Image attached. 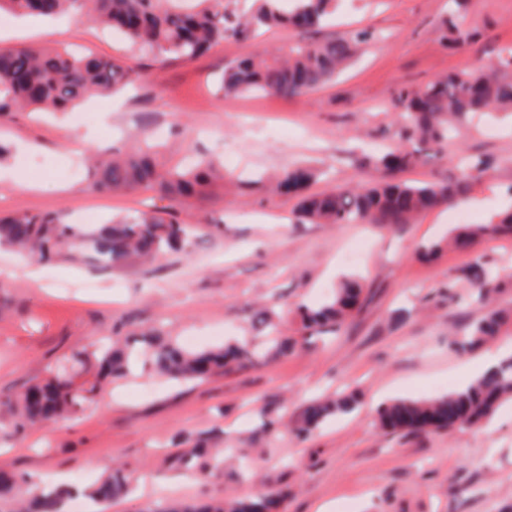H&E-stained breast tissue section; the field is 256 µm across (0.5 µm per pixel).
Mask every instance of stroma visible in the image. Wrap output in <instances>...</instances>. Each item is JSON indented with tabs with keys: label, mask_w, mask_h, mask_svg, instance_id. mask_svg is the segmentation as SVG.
<instances>
[{
	"label": "stroma",
	"mask_w": 512,
	"mask_h": 512,
	"mask_svg": "<svg viewBox=\"0 0 512 512\" xmlns=\"http://www.w3.org/2000/svg\"><path fill=\"white\" fill-rule=\"evenodd\" d=\"M466 3L461 9L454 0H339L335 20L319 37L347 38L369 27L377 38L345 73L305 96H226L216 85L225 65L246 50L287 51L297 39L287 27L247 45L224 41L190 62L160 60L84 19L37 24L25 18L0 28V50L75 48L120 59L138 73L126 90L85 102L102 115L90 131L98 150L127 149L147 131L163 139L156 156L162 168L190 156L219 161L227 150L237 157L233 182L213 184L173 208L175 218L201 227L191 253L109 269L65 252L38 264L0 248V396L46 378L119 322L128 332L159 327L176 340L191 332L243 339L255 332L254 307L271 304L295 336L297 305L322 300L344 275L362 276L366 294L340 332L313 337L262 368L191 385L136 371L107 384L69 419L22 435L0 433V470L89 486L121 465L136 490L107 512H163L175 501L240 497L269 486L287 490L286 512H337L343 502L354 512H512V405L486 431L403 438L376 426L383 401L441 395L472 378L468 355L449 351L448 337L482 311L448 304L438 290L478 253L512 270V238L486 240L474 253L446 249L428 258L425 249L449 227L448 208L397 231L297 224V198L272 194L265 183L293 165L320 170L315 193L370 178L361 151L397 141L390 102L400 90L511 54L512 0ZM445 18L473 33L470 44L442 45ZM71 126L70 117L29 111L0 117L1 139L46 161L32 171L0 163V215L52 212L75 224L93 209L102 223L163 207L146 189L93 192L86 169L75 168L71 153L58 147ZM461 157L494 161L458 204L470 223H487L512 202V124L460 126L443 159L407 176L446 177ZM258 171L264 181L255 180ZM357 237L369 249L352 263L342 252ZM339 390L356 393L357 411L297 440L293 429L307 401ZM263 408L281 420L275 436L257 433ZM188 432L219 448L247 441L256 479L238 476L230 465L223 478L209 480L170 469L173 439Z\"/></svg>",
	"instance_id": "1"
}]
</instances>
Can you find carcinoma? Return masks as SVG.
Wrapping results in <instances>:
<instances>
[{"mask_svg": "<svg viewBox=\"0 0 512 512\" xmlns=\"http://www.w3.org/2000/svg\"><path fill=\"white\" fill-rule=\"evenodd\" d=\"M179 0H0V16L54 17L73 6L93 22L119 32L132 45L161 58L191 61L227 39L245 43L261 29L288 25L303 33L320 28L336 13L338 0H256L248 13L227 10L224 0H194V12L185 17ZM443 40L456 48L471 41V34L456 24L443 21ZM375 33L361 29L348 39L298 42L285 55L247 52L224 69L221 90L226 96L250 92L307 95L331 81L357 56L361 45ZM134 74L115 59L65 50L0 51V115L14 110H65L101 93L118 92L132 83ZM402 120L399 143L389 144L375 154L362 157L361 166L380 170L382 183L364 181L320 194L308 190L317 170L306 165L283 169L271 181V189L299 198L297 224H373L397 231L423 212L460 199L492 166L480 158L456 167L443 180L410 181L401 177L407 170L425 166L438 157L457 126L476 115L497 112L512 117V55L501 56L487 66L450 72L418 87L405 88L394 100ZM91 190L102 193L153 190L159 198L183 202L199 194L226 174L222 165L201 160L190 167L159 169L153 161V145H144L119 157L95 153L90 157ZM167 211L143 212L137 216L98 224L89 229L68 224L56 213L17 214L0 218V247H11L42 262L62 250L89 253L103 267L115 268L133 260L151 262L170 252L188 253L198 238L195 224L166 217ZM512 234V208L486 224H456L448 234V246L473 251L483 240ZM472 288V297L488 307L460 335L448 337V346L467 353L481 348L512 322V310L494 307L496 296L508 280L481 255L448 279L443 295L457 301V284ZM358 279L342 280L324 300L301 305L302 339L278 330L271 308L261 306L253 313L260 326L255 345L227 340L219 345L190 349L164 336L159 330L132 339L121 335L123 324L113 336L93 344L90 353L76 352L72 359L92 378L80 383L67 367H56L48 378L34 382L17 395L0 398V411L8 415L4 430L20 433L72 416L91 401L102 385L121 379L136 358L142 369L174 384L200 383L215 374L255 369L292 353L297 346L323 333H337L361 304ZM512 402V354L490 367L468 384L434 397L395 398L377 410L379 428L406 436H423L489 423L500 407ZM358 407L350 395L312 400L303 410L295 436L306 441L323 424L352 414ZM180 451L171 464L203 477L224 473V448H211L200 438L186 435L177 440ZM133 481L122 467L82 491L72 484L48 483L32 486L15 473L0 472V503L13 501L11 512H63L66 500L84 495L103 503L128 496ZM287 493L270 488L254 497L221 498L212 502L169 507L162 512H283Z\"/></svg>", "mask_w": 512, "mask_h": 512, "instance_id": "obj_1", "label": "carcinoma"}]
</instances>
